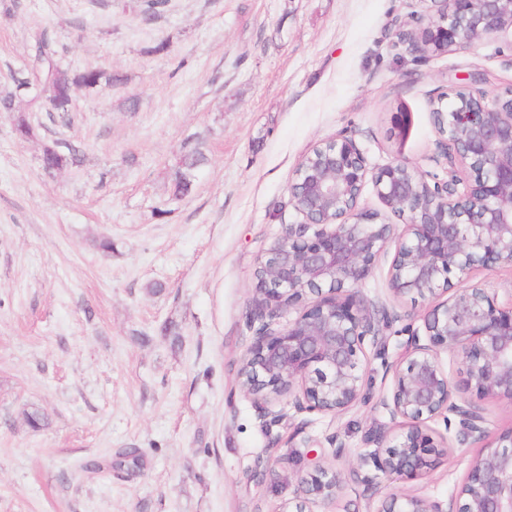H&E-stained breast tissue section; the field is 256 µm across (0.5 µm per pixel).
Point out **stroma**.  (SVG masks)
<instances>
[{
  "label": "stroma",
  "instance_id": "35a3bbf8",
  "mask_svg": "<svg viewBox=\"0 0 512 512\" xmlns=\"http://www.w3.org/2000/svg\"><path fill=\"white\" fill-rule=\"evenodd\" d=\"M427 0H0V512H280L314 457L347 470L389 420L372 359V403L341 415L273 402L265 425L238 370L254 329L258 261L299 217L293 172L312 147L355 140L370 172L396 161L443 174L431 102L463 87L512 85V32L442 55L396 32ZM48 42L68 72L103 69L77 91L70 121L11 76ZM34 135L18 139L16 112ZM407 113L398 132L394 115ZM208 160L173 193L188 140ZM78 146L48 173L44 146ZM165 206L157 215L156 206ZM111 237L104 252L97 241ZM392 253L361 285L396 319V359L424 303L394 296ZM47 418L30 429L24 410ZM313 449H305V440ZM138 449V465L97 479L81 461ZM292 450V470L276 465ZM475 445H454L416 477L346 480L323 512H375L386 492L440 501L464 481ZM263 479H256V472Z\"/></svg>",
  "mask_w": 512,
  "mask_h": 512
}]
</instances>
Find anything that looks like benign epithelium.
<instances>
[{
	"label": "benign epithelium",
	"mask_w": 512,
	"mask_h": 512,
	"mask_svg": "<svg viewBox=\"0 0 512 512\" xmlns=\"http://www.w3.org/2000/svg\"><path fill=\"white\" fill-rule=\"evenodd\" d=\"M434 11L412 15L415 27L398 33L412 51L444 53L512 30V0H430ZM441 147L451 164L428 180L396 160L369 176L366 158L350 138L315 145L296 167L290 204L301 220L290 224L255 269L251 320L260 322L239 373L241 389L261 402L288 398L297 413L342 414L372 398L367 348L391 376L379 405L390 419L371 433L376 449L362 455L350 478L377 487L429 465L440 445L423 424L443 418L459 442L485 444L464 484L447 501L391 492L375 512H512V428L486 442L479 399L512 402V303L477 285L451 288L476 266H512V85L490 98L463 88L432 101ZM372 178L398 225L358 210ZM389 282L397 296L430 299L452 290L423 316L404 351L387 360L382 328L392 316L364 299L359 285L389 246ZM288 324L273 328L286 310ZM453 356L463 380L452 383L440 354ZM297 494L281 512H316L336 497L342 472L317 462L296 476Z\"/></svg>",
	"instance_id": "7a95c632"
}]
</instances>
